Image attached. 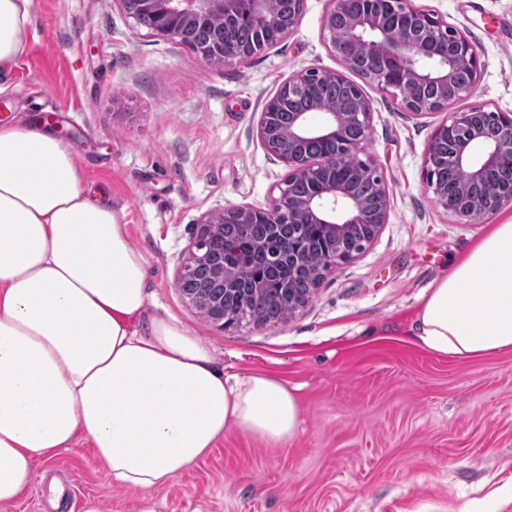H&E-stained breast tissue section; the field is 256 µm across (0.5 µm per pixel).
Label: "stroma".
Here are the masks:
<instances>
[{"label": "stroma", "mask_w": 512, "mask_h": 512, "mask_svg": "<svg viewBox=\"0 0 512 512\" xmlns=\"http://www.w3.org/2000/svg\"><path fill=\"white\" fill-rule=\"evenodd\" d=\"M462 31L482 69L463 110L512 113V0H414ZM304 0L293 34L248 61L207 65L148 35L117 0H32L25 52L0 70V125H37L71 147L86 185L147 261L155 309L180 320L225 373L264 372L298 389L301 430L284 447L228 430L212 453L150 494L155 512H512V353L459 362L410 336V313L486 226L459 224L423 177L448 111L416 118L369 80L365 155L389 188V220L276 324L223 329L183 298L176 275L201 216L267 207L287 168L257 136L262 102L293 71L341 69ZM0 512H137L88 440Z\"/></svg>", "instance_id": "stroma-1"}]
</instances>
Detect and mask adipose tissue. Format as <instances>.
<instances>
[{"label": "adipose tissue", "mask_w": 512, "mask_h": 512, "mask_svg": "<svg viewBox=\"0 0 512 512\" xmlns=\"http://www.w3.org/2000/svg\"><path fill=\"white\" fill-rule=\"evenodd\" d=\"M31 0H0V69L24 52ZM147 260L91 201L52 131L0 125V504L87 436L112 481L144 492L190 471L228 429L283 446L295 388L228 376L176 318L148 312ZM429 352H512V222L490 225L414 312Z\"/></svg>", "instance_id": "1"}]
</instances>
